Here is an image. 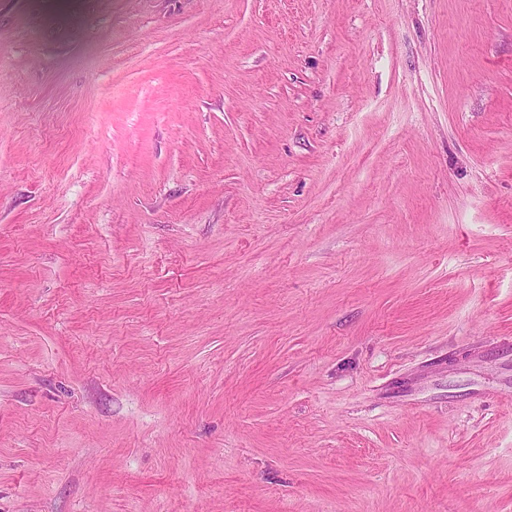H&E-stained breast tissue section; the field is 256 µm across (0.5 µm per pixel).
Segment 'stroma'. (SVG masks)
Wrapping results in <instances>:
<instances>
[{"mask_svg": "<svg viewBox=\"0 0 512 512\" xmlns=\"http://www.w3.org/2000/svg\"><path fill=\"white\" fill-rule=\"evenodd\" d=\"M0 0V512H512V0Z\"/></svg>", "mask_w": 512, "mask_h": 512, "instance_id": "35a3bbf8", "label": "stroma"}]
</instances>
